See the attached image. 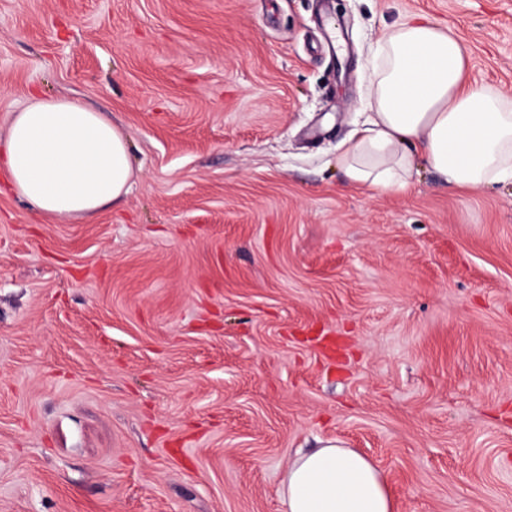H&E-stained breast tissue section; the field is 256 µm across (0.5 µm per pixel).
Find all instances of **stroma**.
I'll use <instances>...</instances> for the list:
<instances>
[{
	"mask_svg": "<svg viewBox=\"0 0 512 512\" xmlns=\"http://www.w3.org/2000/svg\"><path fill=\"white\" fill-rule=\"evenodd\" d=\"M413 16L512 95V0H0V136L36 88L133 170L88 221L0 193V512H285L336 444L394 512H512V183L336 165Z\"/></svg>",
	"mask_w": 512,
	"mask_h": 512,
	"instance_id": "35a3bbf8",
	"label": "stroma"
}]
</instances>
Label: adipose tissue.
Returning <instances> with one entry per match:
<instances>
[{"label": "adipose tissue", "instance_id": "1", "mask_svg": "<svg viewBox=\"0 0 512 512\" xmlns=\"http://www.w3.org/2000/svg\"><path fill=\"white\" fill-rule=\"evenodd\" d=\"M455 33L408 18L380 32L361 103L365 118L339 146L347 181L406 191L427 168L449 188L512 182V98L468 81ZM6 187L53 222L94 217L126 196L128 143L102 113L73 99L34 97L0 141ZM286 512H394L386 480L366 457L329 445L297 455L282 489Z\"/></svg>", "mask_w": 512, "mask_h": 512}]
</instances>
